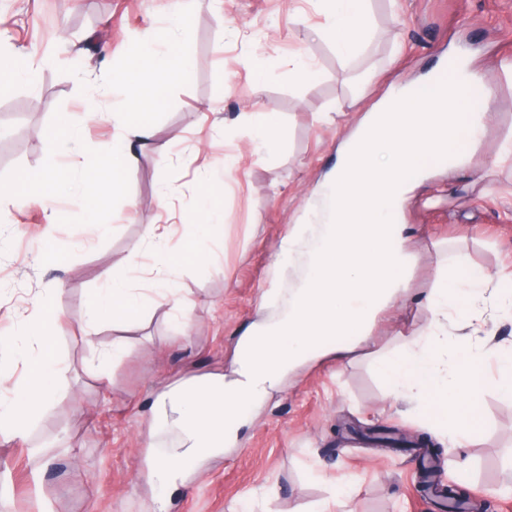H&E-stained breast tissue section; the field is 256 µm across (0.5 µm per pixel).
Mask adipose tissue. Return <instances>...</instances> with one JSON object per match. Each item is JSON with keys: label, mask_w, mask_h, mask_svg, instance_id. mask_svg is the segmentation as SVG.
I'll use <instances>...</instances> for the list:
<instances>
[{"label": "adipose tissue", "mask_w": 512, "mask_h": 512, "mask_svg": "<svg viewBox=\"0 0 512 512\" xmlns=\"http://www.w3.org/2000/svg\"><path fill=\"white\" fill-rule=\"evenodd\" d=\"M369 0H327V21L317 29L337 54L360 49L372 28ZM200 0H173L166 30L148 27L138 38L140 50L116 76L118 86H132L127 109L115 113L120 127L111 147L83 163L84 187L71 191L69 169L53 167L22 174L0 184V206L18 197L44 200L71 192L87 207L119 193L138 151L152 144V114L167 103V92L182 80L189 60L182 34ZM449 79L432 96L412 98L403 85L367 112L343 144L331 180L309 208L311 219L292 225L277 249L278 265L301 267L303 274L285 309L260 315L239 337L230 374L207 376L173 388L160 401L153 426L175 427L183 437V457L216 455L233 444L251 411L282 387L300 366L323 356L344 359L367 344L379 315L405 298L416 258L407 245V225L392 221L395 205L413 188L412 175L425 173L429 160L447 158L448 171L464 169L481 142L488 113L471 111L465 87L480 77L468 55L449 53ZM255 147L275 151L282 129L275 112L263 103L242 113ZM153 288L159 301L188 315L191 303L181 296L172 273L182 259L209 261L197 238L183 255L173 254L164 236L154 238ZM141 245H134L122 268L100 275L104 285L84 330L96 334L110 319L135 322L144 305L132 282ZM493 291L496 307L512 319V289L475 276L466 265L437 274L423 300L432 316L429 330L409 337L403 350L380 359L379 371L392 397L412 405L454 445L478 441L482 432L485 378L473 365L485 351L478 341V302ZM47 303L35 302L20 344L12 353L27 363L26 378L0 390V432L23 436L39 410L64 384V374L47 334L55 320Z\"/></svg>", "instance_id": "obj_1"}]
</instances>
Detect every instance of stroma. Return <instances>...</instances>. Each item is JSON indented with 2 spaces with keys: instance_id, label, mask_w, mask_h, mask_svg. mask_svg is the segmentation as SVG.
<instances>
[{
  "instance_id": "obj_1",
  "label": "stroma",
  "mask_w": 512,
  "mask_h": 512,
  "mask_svg": "<svg viewBox=\"0 0 512 512\" xmlns=\"http://www.w3.org/2000/svg\"><path fill=\"white\" fill-rule=\"evenodd\" d=\"M169 7L170 0H0V50L35 53L38 71L36 85L0 91V113L12 115L0 120V181L81 162L111 144L119 99L112 75L131 57L134 36L160 24ZM370 9L369 37L345 58L314 35L325 22L322 0L200 8L185 38L190 71L154 119L156 143L171 148L140 153L120 195L99 208L98 227L64 194L49 208L36 200L0 208V337L19 339L34 302L49 296L59 315L49 333L66 377L24 437L0 436V512H310L319 502L331 512H443L417 482L423 447L384 450L357 435L430 432L389 396L376 361L428 330L432 316L414 298L432 288L438 267L463 253L484 273H512V161L498 160L512 132V0H371ZM455 48L468 50L491 93V121L464 173L434 170L401 206V223L414 227L412 299L387 311L352 359L300 369L252 414L236 444L184 465L159 487L140 458L178 445L175 434L152 432L161 394L189 377L229 371L263 294H288L296 281L272 277L277 243L335 166L342 140L388 90L427 75ZM256 50L275 70L259 91L244 64ZM298 56L315 65L313 82L289 75ZM258 100L282 123V143L270 155L255 150L237 120ZM91 105L99 115L87 114ZM67 113L80 129L65 152L50 132ZM226 159L233 166L215 201L224 234L202 242L215 259L176 271L193 305L187 325L170 305L152 303L145 255L134 287L148 308L133 324L100 325L88 345L81 327L100 272L122 266L152 225L181 251L185 218L206 201L207 172ZM49 233L65 245L64 257L46 253ZM115 340L124 352L109 379H98L94 348ZM439 479L488 502V512H512V398L485 390L480 440L442 458ZM340 487L351 490L341 503Z\"/></svg>"
}]
</instances>
